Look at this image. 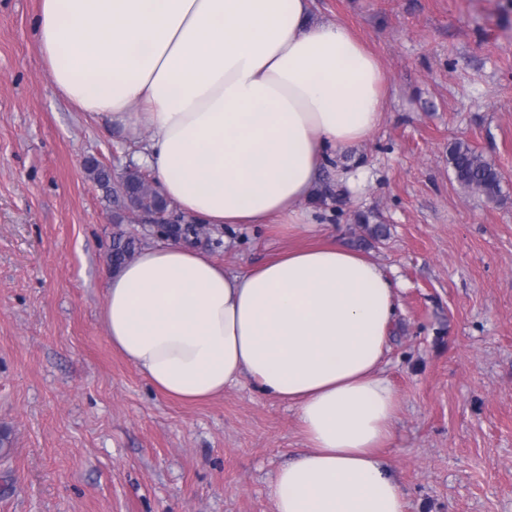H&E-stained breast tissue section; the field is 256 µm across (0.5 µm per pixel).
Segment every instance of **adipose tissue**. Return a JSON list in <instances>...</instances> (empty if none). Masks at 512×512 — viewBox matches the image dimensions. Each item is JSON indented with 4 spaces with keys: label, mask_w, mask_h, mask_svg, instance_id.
I'll return each mask as SVG.
<instances>
[{
    "label": "adipose tissue",
    "mask_w": 512,
    "mask_h": 512,
    "mask_svg": "<svg viewBox=\"0 0 512 512\" xmlns=\"http://www.w3.org/2000/svg\"><path fill=\"white\" fill-rule=\"evenodd\" d=\"M312 0H39L53 86L79 111L147 134L161 192L210 226L315 230L325 165L386 106L374 55ZM397 309L386 270L328 241L236 271L190 246L142 248L109 277L115 351L186 402L249 380L288 403L306 448L269 486L275 512H407L378 448L399 397L382 373Z\"/></svg>",
    "instance_id": "adipose-tissue-1"
}]
</instances>
